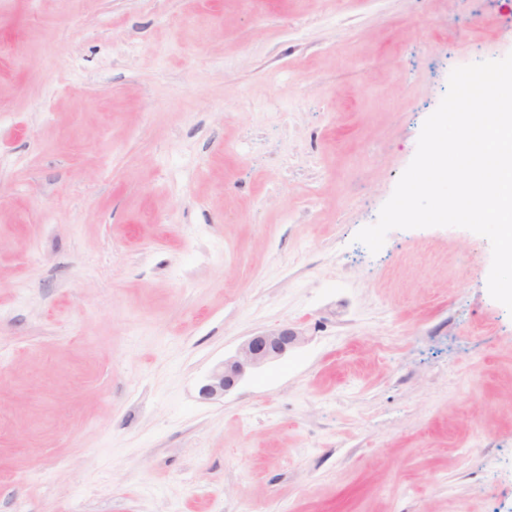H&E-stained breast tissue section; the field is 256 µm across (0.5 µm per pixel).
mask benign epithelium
Segmentation results:
<instances>
[{"label":"benign epithelium","instance_id":"obj_1","mask_svg":"<svg viewBox=\"0 0 512 512\" xmlns=\"http://www.w3.org/2000/svg\"><path fill=\"white\" fill-rule=\"evenodd\" d=\"M302 341V333L286 325L248 338L231 358L213 369L199 389L200 396L207 400L224 396L247 373L282 358Z\"/></svg>","mask_w":512,"mask_h":512}]
</instances>
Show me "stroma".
Segmentation results:
<instances>
[{"mask_svg": "<svg viewBox=\"0 0 512 512\" xmlns=\"http://www.w3.org/2000/svg\"><path fill=\"white\" fill-rule=\"evenodd\" d=\"M511 53L512 0H0V512H512L489 241L355 240ZM303 340L302 333L288 325L251 336L231 358L213 369L199 389L200 396L207 400L224 397L247 373L282 358Z\"/></svg>", "mask_w": 512, "mask_h": 512, "instance_id": "35a3bbf8", "label": "stroma"}]
</instances>
